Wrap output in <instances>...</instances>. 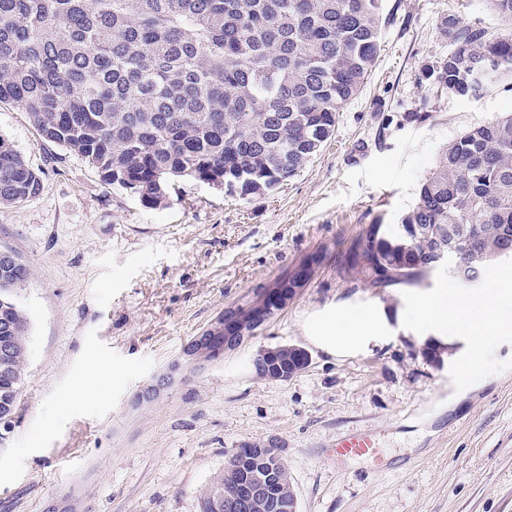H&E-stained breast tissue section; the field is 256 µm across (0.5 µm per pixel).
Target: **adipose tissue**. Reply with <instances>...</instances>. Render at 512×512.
Masks as SVG:
<instances>
[{
  "instance_id": "adipose-tissue-1",
  "label": "adipose tissue",
  "mask_w": 512,
  "mask_h": 512,
  "mask_svg": "<svg viewBox=\"0 0 512 512\" xmlns=\"http://www.w3.org/2000/svg\"><path fill=\"white\" fill-rule=\"evenodd\" d=\"M407 320L425 333L469 338L472 358L480 360L498 339L512 335V270H503L491 280L481 298H469L451 285H442L432 294L416 299ZM380 325L381 320L374 313L354 314L347 317L345 329L321 337L320 342L334 351L353 347Z\"/></svg>"
}]
</instances>
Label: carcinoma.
Returning a JSON list of instances; mask_svg holds the SVG:
<instances>
[{"instance_id": "carcinoma-1", "label": "carcinoma", "mask_w": 512, "mask_h": 512, "mask_svg": "<svg viewBox=\"0 0 512 512\" xmlns=\"http://www.w3.org/2000/svg\"><path fill=\"white\" fill-rule=\"evenodd\" d=\"M383 0H0V104L109 185L162 204L175 178L243 200L297 176L332 136L381 51ZM453 49L425 74V97L512 91V33L491 36L450 13ZM40 191L0 136V206ZM454 280L485 279L512 257V113L444 145L397 224L368 225L345 256L374 288L417 286L442 247ZM29 266L0 263V421L25 383L29 318L14 292ZM235 475L200 497L224 512Z\"/></svg>"}]
</instances>
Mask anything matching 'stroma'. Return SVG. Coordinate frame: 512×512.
Listing matches in <instances>:
<instances>
[{"label": "stroma", "instance_id": "1", "mask_svg": "<svg viewBox=\"0 0 512 512\" xmlns=\"http://www.w3.org/2000/svg\"><path fill=\"white\" fill-rule=\"evenodd\" d=\"M451 9L490 34L512 31L485 0H385L380 55L332 138L247 202L176 180L166 204H145L0 104V135L42 184L0 207V250L31 269L17 296L30 320L26 382L0 426V512H199L236 449L268 439L298 512H512V339L461 377L470 341L446 338L435 364L403 318L446 271L420 288H373L336 263L368 224L398 223L443 144L512 112L499 86L477 100L425 98L424 68L451 48L440 29ZM314 255L306 285L252 339L201 370L183 358L225 308ZM364 311L381 315L378 338L338 354L315 340L321 322ZM285 344L305 348L308 367L259 378L254 352ZM92 362L106 395L73 400ZM163 374L168 386L142 399ZM352 429L372 434L381 462L332 460Z\"/></svg>", "mask_w": 512, "mask_h": 512}]
</instances>
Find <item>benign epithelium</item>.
Wrapping results in <instances>:
<instances>
[{
	"label": "benign epithelium",
	"mask_w": 512,
	"mask_h": 512,
	"mask_svg": "<svg viewBox=\"0 0 512 512\" xmlns=\"http://www.w3.org/2000/svg\"><path fill=\"white\" fill-rule=\"evenodd\" d=\"M297 293V288H275L267 293L264 308L253 311L229 307L219 315L213 325L193 337L183 347L182 355L194 365L211 364L224 354L236 350L245 340L253 337L256 330L277 311L283 309ZM224 328V345L216 348L213 343V327ZM276 354L274 347H260L254 361L260 366L259 377L286 381L298 373V369L272 368L271 360ZM279 456L277 443L265 441L243 455L235 451L228 460V470L242 475L234 491L224 495V512H297L296 497L288 496L285 490L291 486L288 469L284 462L273 466L269 460Z\"/></svg>",
	"instance_id": "1"
}]
</instances>
